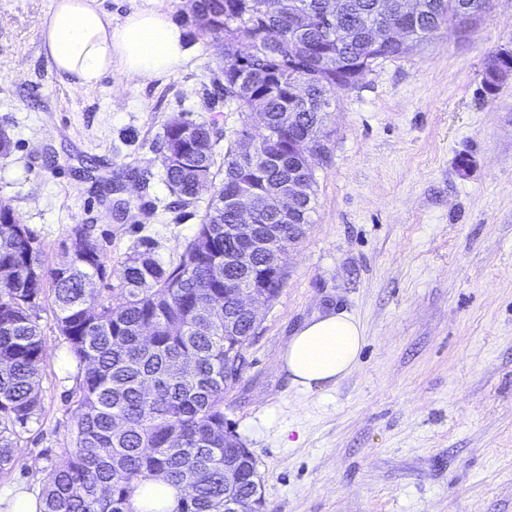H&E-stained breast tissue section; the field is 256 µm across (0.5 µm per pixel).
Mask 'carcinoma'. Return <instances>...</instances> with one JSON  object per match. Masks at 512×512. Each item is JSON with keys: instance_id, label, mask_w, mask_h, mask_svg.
<instances>
[{"instance_id": "carcinoma-1", "label": "carcinoma", "mask_w": 512, "mask_h": 512, "mask_svg": "<svg viewBox=\"0 0 512 512\" xmlns=\"http://www.w3.org/2000/svg\"><path fill=\"white\" fill-rule=\"evenodd\" d=\"M341 2L348 34L338 42L325 0H189L194 25L224 58L217 96L240 112L243 127L223 150L213 121L180 114L164 123L165 183L178 205L195 206L206 183L216 188L177 262L163 264L144 241L114 269L80 227L69 262L49 267L37 237L0 205V473L16 460L17 428L40 408L37 310L47 296L78 367L73 444L47 473L43 512H132L135 487L157 476L184 490L174 512H224L226 497L250 502L256 461L224 436V391L238 380L224 373V350L245 356L255 324L239 306L241 290L278 297L288 227L297 225L301 238L313 211L314 171L289 138L305 137L327 154L338 90L445 26L470 32L487 0H417L409 40L378 50L370 49L372 30L392 17L381 5L396 11L405 0ZM243 43L253 47L244 63ZM508 75L487 66L486 93ZM254 114L264 127L257 137L248 130ZM294 185L293 208L278 211L273 201ZM241 202L256 215L246 236L237 227ZM112 276L117 287H104Z\"/></svg>"}]
</instances>
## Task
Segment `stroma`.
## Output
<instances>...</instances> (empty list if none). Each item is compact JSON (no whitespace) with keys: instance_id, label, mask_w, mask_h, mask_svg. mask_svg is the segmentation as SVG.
<instances>
[{"instance_id":"stroma-1","label":"stroma","mask_w":512,"mask_h":512,"mask_svg":"<svg viewBox=\"0 0 512 512\" xmlns=\"http://www.w3.org/2000/svg\"><path fill=\"white\" fill-rule=\"evenodd\" d=\"M122 16L163 5L193 47L177 71L62 82L39 22L52 0H0V204L41 242L47 265L86 228L112 266L153 239L163 262L196 233L213 188L178 207L159 150L170 115L242 117L212 95L224 60L185 0H100ZM512 53V0H488L475 30L377 62L340 91L329 152L313 161L314 210L288 252L279 296L258 312L224 419L251 450L265 512H512V77L489 95L488 59ZM146 181H139V173ZM354 316L365 345L336 386L292 387L281 354L318 312ZM40 410L20 459L50 469L74 428L77 363L43 302Z\"/></svg>"}]
</instances>
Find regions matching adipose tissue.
Wrapping results in <instances>:
<instances>
[{"mask_svg": "<svg viewBox=\"0 0 512 512\" xmlns=\"http://www.w3.org/2000/svg\"><path fill=\"white\" fill-rule=\"evenodd\" d=\"M43 47L53 68L71 87L92 88L112 70L142 81L181 67L192 54L187 39L160 7L118 17L98 0H52L40 23ZM365 344L360 323L344 312L325 311L306 321L281 355L293 386L326 390L357 366ZM43 476L30 484L0 487V512H42ZM181 486L156 477L134 490L135 512H173Z\"/></svg>", "mask_w": 512, "mask_h": 512, "instance_id": "1", "label": "adipose tissue"}]
</instances>
